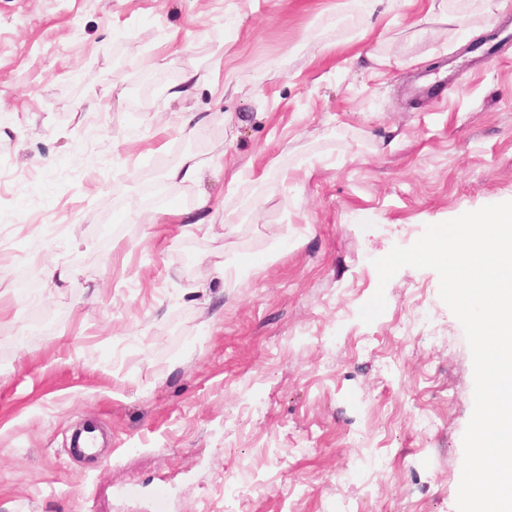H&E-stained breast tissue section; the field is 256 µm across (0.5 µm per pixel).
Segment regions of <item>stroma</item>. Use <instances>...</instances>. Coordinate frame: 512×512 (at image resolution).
<instances>
[{
	"instance_id": "obj_1",
	"label": "stroma",
	"mask_w": 512,
	"mask_h": 512,
	"mask_svg": "<svg viewBox=\"0 0 512 512\" xmlns=\"http://www.w3.org/2000/svg\"><path fill=\"white\" fill-rule=\"evenodd\" d=\"M342 2L0 0V512H457L470 347L373 262L512 201V0ZM211 165L221 167V163L218 161L205 165L196 162L190 156L182 155L171 161L167 171V177L171 181L196 183L201 179L205 169ZM217 208L210 203L206 197L201 198L193 212L181 213V215L188 216L185 224L187 229L197 232H207L213 224V219L216 214Z\"/></svg>"
}]
</instances>
